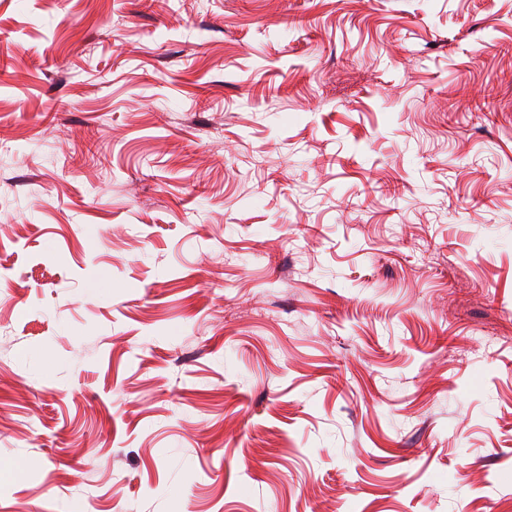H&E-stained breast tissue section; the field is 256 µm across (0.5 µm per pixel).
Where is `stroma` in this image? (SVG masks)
<instances>
[{"instance_id":"obj_1","label":"stroma","mask_w":512,"mask_h":512,"mask_svg":"<svg viewBox=\"0 0 512 512\" xmlns=\"http://www.w3.org/2000/svg\"><path fill=\"white\" fill-rule=\"evenodd\" d=\"M0 512H512V0H0Z\"/></svg>"}]
</instances>
